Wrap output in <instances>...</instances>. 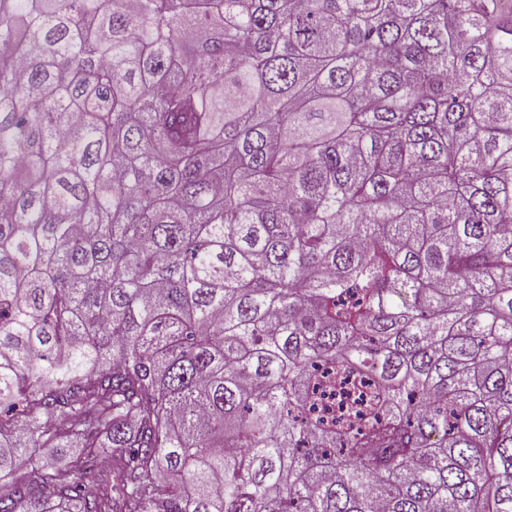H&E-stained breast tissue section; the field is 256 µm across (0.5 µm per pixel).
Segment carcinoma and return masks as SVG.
<instances>
[{"instance_id":"cac0c4a2","label":"carcinoma","mask_w":512,"mask_h":512,"mask_svg":"<svg viewBox=\"0 0 512 512\" xmlns=\"http://www.w3.org/2000/svg\"><path fill=\"white\" fill-rule=\"evenodd\" d=\"M0 512H512V0H0Z\"/></svg>"}]
</instances>
